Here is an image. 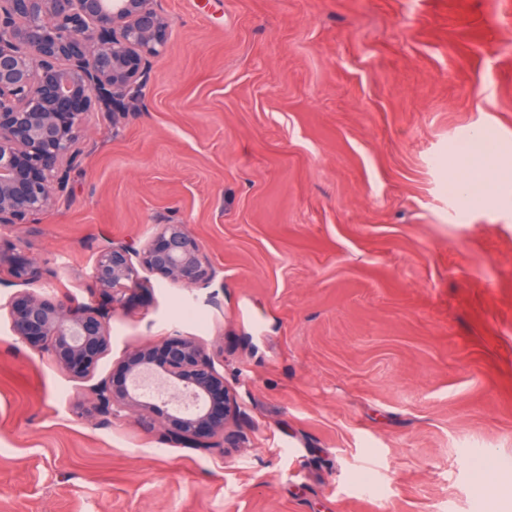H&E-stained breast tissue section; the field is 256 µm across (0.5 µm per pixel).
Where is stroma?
<instances>
[{
  "mask_svg": "<svg viewBox=\"0 0 512 512\" xmlns=\"http://www.w3.org/2000/svg\"><path fill=\"white\" fill-rule=\"evenodd\" d=\"M154 5L139 100L92 114L69 196L22 229L32 290L86 301L108 242L167 223L212 279L140 270L76 380L12 336L0 270V512H512V0ZM479 130L497 196L465 207L446 159ZM174 334L223 374L235 447L82 416Z\"/></svg>",
  "mask_w": 512,
  "mask_h": 512,
  "instance_id": "1",
  "label": "stroma"
}]
</instances>
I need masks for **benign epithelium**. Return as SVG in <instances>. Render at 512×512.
I'll return each instance as SVG.
<instances>
[{
  "label": "benign epithelium",
  "mask_w": 512,
  "mask_h": 512,
  "mask_svg": "<svg viewBox=\"0 0 512 512\" xmlns=\"http://www.w3.org/2000/svg\"><path fill=\"white\" fill-rule=\"evenodd\" d=\"M168 24L153 0H0V231H15L67 194L91 114L127 112L145 84L149 59L162 52ZM192 287L211 276L208 258L184 224H161L144 246L111 242L101 250L90 294L123 302L141 287L137 267ZM33 285L46 274L21 236L0 245V269ZM13 336L48 347L56 364L84 380L111 345L109 312L96 300L30 291L10 304ZM155 376L189 400L169 402L164 435L210 452L235 443L236 411L224 376L193 336L129 352L92 391V411L151 413L140 391Z\"/></svg>",
  "instance_id": "obj_1"
}]
</instances>
